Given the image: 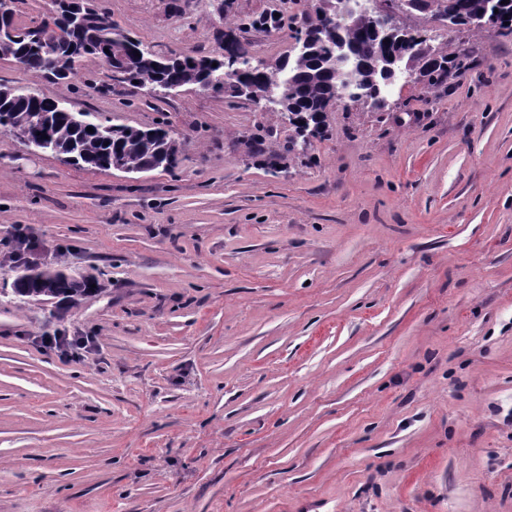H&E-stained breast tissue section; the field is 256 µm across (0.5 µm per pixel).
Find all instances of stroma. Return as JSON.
I'll use <instances>...</instances> for the list:
<instances>
[{
  "label": "stroma",
  "mask_w": 512,
  "mask_h": 512,
  "mask_svg": "<svg viewBox=\"0 0 512 512\" xmlns=\"http://www.w3.org/2000/svg\"><path fill=\"white\" fill-rule=\"evenodd\" d=\"M96 4L162 54L227 31L217 0ZM469 44V70L338 103L292 153L242 98L158 100L95 57L72 91L0 59V84L183 142L125 173L0 134V512H512V35ZM20 245L92 291L16 295ZM55 335L95 348L67 360Z\"/></svg>",
  "instance_id": "stroma-1"
}]
</instances>
